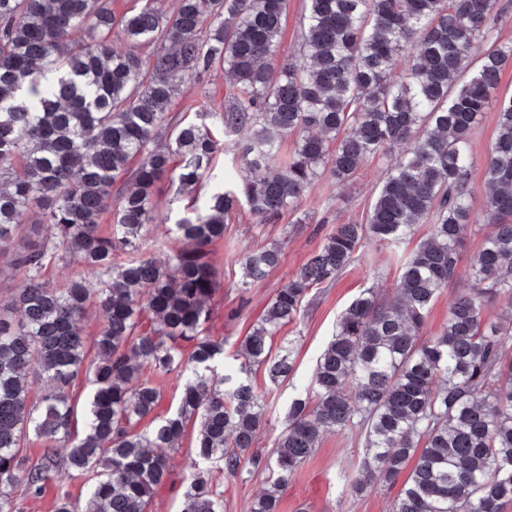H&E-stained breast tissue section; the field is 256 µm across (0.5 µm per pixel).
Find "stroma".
<instances>
[{
  "mask_svg": "<svg viewBox=\"0 0 512 512\" xmlns=\"http://www.w3.org/2000/svg\"><path fill=\"white\" fill-rule=\"evenodd\" d=\"M229 91L230 81L223 70L205 73L183 83L170 106L171 115L174 120L190 122L196 120L200 106L222 110ZM496 124L497 110L492 107L484 112L472 137L475 165L468 190L477 209L488 192L484 166L496 135ZM385 167L384 158L368 159L343 183L336 182L330 173H323L312 182L297 208L284 211L270 224L256 223L244 204L234 207L224 226V239L216 245L213 255L219 286L209 302L207 324L208 336L224 344L223 371L238 368L243 339L261 319L277 291L319 250L325 236L336 225L365 222ZM429 231V224L424 223L417 225L414 235L393 246L366 242L357 260L333 283L312 289L301 315L272 337L271 346L275 349L284 341H292L295 365L288 379L279 384L269 381L264 367L251 370V379L266 404L267 423L257 439L258 451H271L283 429L290 401L311 387L316 360L335 332L340 314L365 289H374L381 296L390 294L398 281L402 259L428 237ZM282 238L288 244L280 264L263 281L242 285L241 253ZM197 430V422L188 420L178 448L170 453V478L155 487L145 512H182ZM363 452V436L358 430L323 435L283 492L279 512H389L396 488L377 482L360 496L352 495L347 488L360 469ZM90 483L87 475L48 481L39 497L22 499L21 512H55L61 494H70L75 500L85 499Z\"/></svg>",
  "mask_w": 512,
  "mask_h": 512,
  "instance_id": "obj_1",
  "label": "stroma"
}]
</instances>
